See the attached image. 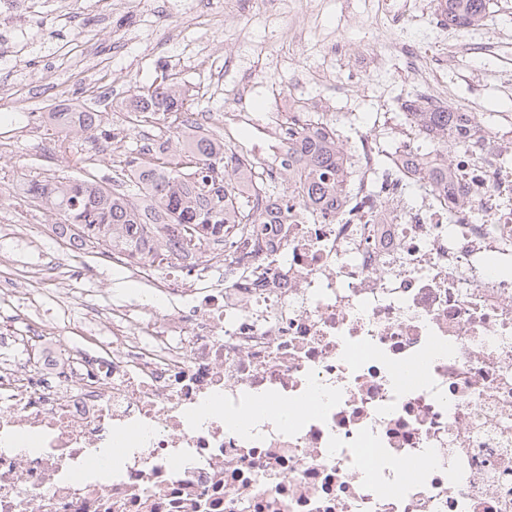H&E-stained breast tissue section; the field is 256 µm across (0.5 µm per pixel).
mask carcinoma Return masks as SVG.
Listing matches in <instances>:
<instances>
[{"mask_svg": "<svg viewBox=\"0 0 512 512\" xmlns=\"http://www.w3.org/2000/svg\"><path fill=\"white\" fill-rule=\"evenodd\" d=\"M488 0H441L440 16L448 26H479ZM402 107L436 141L431 159H408L413 165H431L435 179L448 182V142L466 149L479 124L464 113L421 96ZM129 123L163 121L169 137L123 160L103 181L92 174L30 182L27 192L50 205L62 217L69 233L87 237L109 250L165 254L176 250L201 258L218 232L240 239L252 224H286L288 210L296 206L306 220L336 217L352 183L350 150L336 127L302 113L301 122L288 128L287 158L283 174L268 173L280 186L262 188L248 197L236 191L237 175H251L255 161L228 148L219 134L192 132L180 150H172L171 137L183 134L187 96L174 78L140 87L126 106ZM48 123L61 131L100 129L99 115L90 110L51 112Z\"/></svg>", "mask_w": 512, "mask_h": 512, "instance_id": "obj_1", "label": "carcinoma"}]
</instances>
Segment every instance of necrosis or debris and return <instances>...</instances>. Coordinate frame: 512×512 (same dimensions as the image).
Masks as SVG:
<instances>
[{
  "mask_svg": "<svg viewBox=\"0 0 512 512\" xmlns=\"http://www.w3.org/2000/svg\"><path fill=\"white\" fill-rule=\"evenodd\" d=\"M363 143L341 223L290 211L207 261L113 253L141 286L112 350L0 356V512H512V143L450 162L452 192ZM450 191V192H451Z\"/></svg>",
  "mask_w": 512,
  "mask_h": 512,
  "instance_id": "1",
  "label": "necrosis or debris"
}]
</instances>
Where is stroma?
Listing matches in <instances>:
<instances>
[{
  "mask_svg": "<svg viewBox=\"0 0 512 512\" xmlns=\"http://www.w3.org/2000/svg\"><path fill=\"white\" fill-rule=\"evenodd\" d=\"M413 21L383 15L378 0H321L308 18L312 43L303 55L288 52V29L297 24V5L288 14L270 15L254 0H241L238 12L209 8L207 0H48L42 13L27 15L14 0L13 20L29 49L11 65H0V251L26 254L24 244L6 239L9 224H59L60 216L42 202L26 198L22 188L50 174L78 176L71 158L55 148L47 115L56 111L53 77L76 74L69 108L101 114V132L77 129L68 134L99 173L146 137L129 129L113 89L133 92L161 72L175 74L193 97V109L211 114L209 130L223 131L224 115L250 113L238 126L244 147L258 141L276 98L294 97L291 77L306 83L297 108L338 124L354 151L366 133H374L383 151L393 152L392 125L405 120L401 104L418 93L409 55L422 51V30L444 33L442 49L429 61L433 99L476 115L482 126L512 130V0H490L479 30L445 27L436 0H410ZM176 9L169 28L154 24L158 13ZM403 46L405 54L383 74L372 66L369 44L376 31ZM233 58L223 70L217 60ZM255 71L242 102L226 99L225 83L239 80L242 68ZM95 275L103 306L131 299L139 285L125 271L105 266L102 258L84 261Z\"/></svg>",
  "mask_w": 512,
  "mask_h": 512,
  "instance_id": "obj_1",
  "label": "stroma"
}]
</instances>
